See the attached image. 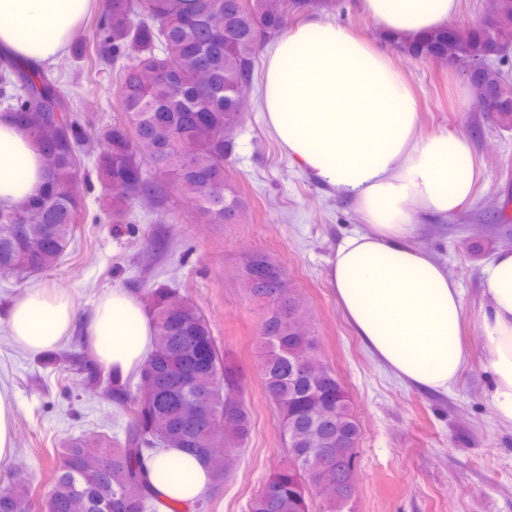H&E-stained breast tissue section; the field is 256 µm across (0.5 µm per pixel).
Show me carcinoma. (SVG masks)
<instances>
[{
    "label": "carcinoma",
    "instance_id": "1",
    "mask_svg": "<svg viewBox=\"0 0 512 512\" xmlns=\"http://www.w3.org/2000/svg\"><path fill=\"white\" fill-rule=\"evenodd\" d=\"M301 0H105L92 37L95 60L118 67L122 118L87 129L74 106L43 71L17 63L0 68V102L17 117L27 112L25 130L44 157V186L25 204L0 208V271L38 274L56 267L73 241L81 215L75 182L94 146L93 166L107 194L110 224H127L133 203L156 198L144 164L184 194L209 224H230L240 199L224 181V159L241 122L239 94L254 83L256 55L288 19L287 5ZM498 19L462 27L454 39L439 28L410 38L391 37L403 52L469 72L487 111L512 123V80L472 66L512 53V6L495 4ZM207 69L214 86L196 81ZM23 225L16 232L13 225ZM252 299L278 302L279 315L263 316V390L278 412L288 460L251 500L249 512H309L304 483L317 481L327 466L325 450L313 439L342 440L355 448L360 438L351 400L336 373L320 364L312 377L294 365L318 348L316 336L297 334L304 318L301 297L285 270L267 261ZM155 321V347L138 383L103 374L89 357L78 371L87 384L121 405L130 418L124 438L68 439L57 450L51 493L44 512H152L154 499L144 475L145 452L183 448L197 456L220 484L252 420L233 360L217 345L212 327L178 289L159 284L145 298ZM210 412L207 422L194 409ZM0 512H36L33 493L16 481L0 493Z\"/></svg>",
    "mask_w": 512,
    "mask_h": 512
}]
</instances>
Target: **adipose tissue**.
Segmentation results:
<instances>
[{
    "mask_svg": "<svg viewBox=\"0 0 512 512\" xmlns=\"http://www.w3.org/2000/svg\"><path fill=\"white\" fill-rule=\"evenodd\" d=\"M95 0H0V52L39 68L63 55ZM385 32L417 35L447 24L458 0H362ZM266 121L291 164L352 199L366 229L345 237L327 280L365 349L403 382L448 393L470 358L461 290L417 242L418 217L448 218L474 194L476 157L462 134L418 132L417 103L389 55L344 25L315 19L287 30L267 57ZM46 178L42 153L0 114V207L25 203ZM482 361L499 422L512 425V247L482 268ZM81 327L97 364L120 377L154 350V320L139 295L117 287L85 314L71 297L36 283L10 308L12 342L37 354ZM158 512H187L211 471L179 448L149 453Z\"/></svg>",
    "mask_w": 512,
    "mask_h": 512,
    "instance_id": "adipose-tissue-1",
    "label": "adipose tissue"
}]
</instances>
